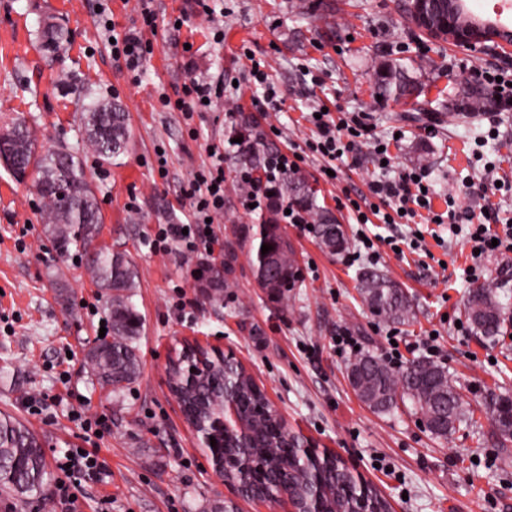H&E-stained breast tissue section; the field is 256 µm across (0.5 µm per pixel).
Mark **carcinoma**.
Returning a JSON list of instances; mask_svg holds the SVG:
<instances>
[{
	"instance_id": "cac0c4a2",
	"label": "carcinoma",
	"mask_w": 512,
	"mask_h": 512,
	"mask_svg": "<svg viewBox=\"0 0 512 512\" xmlns=\"http://www.w3.org/2000/svg\"><path fill=\"white\" fill-rule=\"evenodd\" d=\"M44 51L56 57L67 42L66 28L48 19L41 33ZM408 63L398 59L377 74V91L382 98L395 102L420 95V89L407 78ZM478 85L467 88L469 108L466 117L474 118L487 98ZM84 147L103 162H109L132 146L126 114L118 103L93 101L88 105L84 121ZM243 149L239 161L262 178L269 151L250 139V118L240 115ZM0 163L19 183L31 180L32 187L46 199L45 233L53 240L63 257L71 252L81 254L98 288L108 296V315L112 335L92 345L86 356L90 374L103 387L117 393L132 384L139 372V356L135 338L142 318L132 301L139 278V268L130 254L107 251L96 246L103 216L96 191L86 178L77 154L65 145L38 150L34 130L25 118L17 116L0 126ZM267 197L265 211L256 224H236L233 236L238 244L249 245L251 267L259 287L279 302L284 292L295 287L300 267L294 249L279 218L286 205L309 212L314 217L315 237L332 254H339L348 244L343 225L318 204L315 192L304 176L290 172L275 181ZM272 247L261 253L262 245ZM237 253L228 244L221 258L201 264L202 287L213 295L229 287L235 278ZM359 287L371 313L380 320L406 324L414 318L412 300L398 285L383 274L368 270L361 273ZM465 312L474 332L493 341L499 336L502 309L489 283L471 289ZM347 377L362 402L379 413H389L409 402L415 413L429 422L431 434L446 438L473 411L448 377V371L429 361L413 360L399 369L388 367L372 354H361L349 363ZM224 388L207 383L183 390V401L197 410L202 401L209 408L221 405V398H237L245 410L255 403L258 394L244 377L238 365L224 364ZM486 413L502 436L512 437V397L497 395L485 405ZM257 446L253 453L272 466V474L301 485L306 471L318 466L329 493L323 503L326 512H350L361 497L373 502V508L386 512V504L356 477L349 474L335 456L322 453L312 457L302 448L279 437V422L272 417L249 421ZM49 473L42 445L36 435L21 421L9 414L0 415V488L20 495L36 493L48 496Z\"/></svg>"
}]
</instances>
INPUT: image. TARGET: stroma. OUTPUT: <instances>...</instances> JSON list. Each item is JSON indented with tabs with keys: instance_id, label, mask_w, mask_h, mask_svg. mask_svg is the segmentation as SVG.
Returning a JSON list of instances; mask_svg holds the SVG:
<instances>
[{
	"instance_id": "obj_1",
	"label": "stroma",
	"mask_w": 512,
	"mask_h": 512,
	"mask_svg": "<svg viewBox=\"0 0 512 512\" xmlns=\"http://www.w3.org/2000/svg\"><path fill=\"white\" fill-rule=\"evenodd\" d=\"M108 4L116 31L140 29L137 0H0V118L20 115L37 128L40 144L80 149L96 189L104 222L98 243L129 251L140 277L133 301L143 317L138 338L140 375L120 394L101 387L85 367L106 316V294L84 263L60 257L43 232L44 201L28 184L0 167V412L26 421L38 435L49 472L64 450L81 446L80 418L104 415L111 429L99 440L111 472L108 483L78 486L71 512H282L257 506L210 473L198 442L167 385L168 359L189 338L234 351L290 431L317 451L341 457L387 500L393 512H512V438H502L484 404L490 395H512V251L473 261L465 232L425 224L423 248L397 255L380 247L377 260L348 264L344 254L321 248L295 225L286 231L302 270L287 303L258 288L247 247H239L236 279L220 298L208 296L196 276L199 256L155 251L160 224H185L184 182L208 165L207 148L224 149V172L240 168L232 143L240 114L253 118L252 134L271 150L303 145L311 135L307 115L328 106L334 118L358 112L379 138L389 139L392 168L370 159L335 160L337 180L322 173L326 159L306 157L300 172L317 203L345 224L350 245L360 235H407L405 224H360L338 206L344 191L366 193L370 180L425 166L437 212L454 197L457 224L512 225V111L459 116L466 75L472 69L507 67L495 55L475 58L463 48L418 41L405 0H209L211 15L192 13V0H153L157 28L139 78L112 58L98 25ZM329 10L327 23L311 14ZM190 19L182 27V13ZM68 30L58 60L46 58L38 39L45 16ZM223 41H216V28ZM194 59L186 61L183 52ZM265 61L282 99L266 111L251 101L261 91L248 81L247 55ZM414 59L427 115L414 120L402 102L378 100L375 73L399 58ZM73 74L85 96L59 85ZM222 82L213 109L192 119L164 108L189 79ZM121 103L132 148L112 163L82 150L86 97ZM495 163L486 176V163ZM374 267L412 296L413 320L399 326L409 342L404 360L424 358L419 343L433 341L438 363L474 411L473 419L438 439L407 406L377 414L347 379L351 354L335 338L357 336L361 351L388 358L387 322L373 317L358 293L357 276ZM497 285L507 333L490 342L465 322L464 304L477 283Z\"/></svg>"
}]
</instances>
